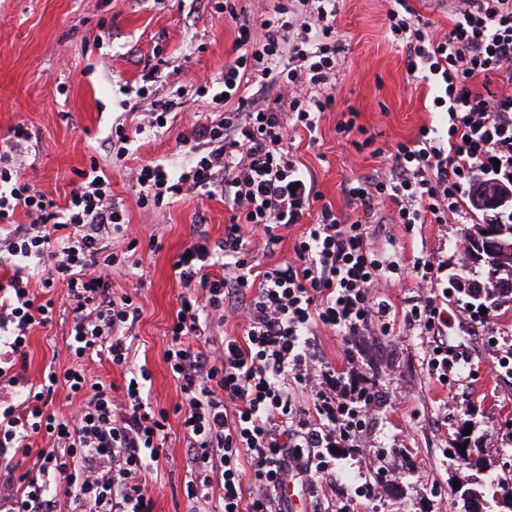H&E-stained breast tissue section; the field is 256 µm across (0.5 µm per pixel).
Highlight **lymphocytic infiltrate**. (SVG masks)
Wrapping results in <instances>:
<instances>
[{"label": "lymphocytic infiltrate", "mask_w": 512, "mask_h": 512, "mask_svg": "<svg viewBox=\"0 0 512 512\" xmlns=\"http://www.w3.org/2000/svg\"><path fill=\"white\" fill-rule=\"evenodd\" d=\"M394 2L388 35L405 47L409 73L434 85L448 124L421 127L386 167L348 182L345 218L318 205L291 151L295 134L315 132L334 104L338 0H278L245 20L236 0H215L240 26L238 54L212 95L237 106L195 116L180 167L150 162L134 173L140 207L200 191L231 212L223 238L198 235L172 265L182 289L164 348L180 392L172 409L150 404L147 368L120 392L83 368L92 357L128 367L140 318L113 288L141 261L112 248L129 217L109 177L91 163L60 204L23 176L27 124L0 141V265L13 269L0 283V512H152L148 483L173 413L189 450L188 512H288L289 482L335 479L336 449L359 447L391 399L347 381L324 358L318 330L347 340L386 333L392 305L381 290L396 275L416 289L404 317L425 343L429 382L467 368V353L448 342L468 310L448 309L447 259L378 255L372 222L382 212L409 231L466 224L474 178L512 183V0H457L442 35L409 0ZM300 223L293 259L259 266L258 252H274L281 230ZM58 289L69 300L73 364L49 366L35 385L15 367L33 328L52 322ZM232 318L236 336L222 332ZM62 386L78 405L59 420L48 406ZM42 434L50 446L32 453ZM21 456L35 457L32 469L19 471Z\"/></svg>", "instance_id": "1"}]
</instances>
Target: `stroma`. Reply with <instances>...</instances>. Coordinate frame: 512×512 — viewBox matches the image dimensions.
<instances>
[{"label":"stroma","instance_id":"35a3bbf8","mask_svg":"<svg viewBox=\"0 0 512 512\" xmlns=\"http://www.w3.org/2000/svg\"><path fill=\"white\" fill-rule=\"evenodd\" d=\"M391 0H340L336 31L344 50L336 67L335 104L320 120L316 138L300 134L292 150L325 204L347 212L344 183L385 166L386 153L413 137L422 125H442L443 114L429 105L428 86L407 70L405 54L387 35ZM237 22L213 11L207 0H0V139L17 123L33 132L25 178L63 202L76 171L91 161L112 178L114 197L123 200L130 222L119 247L134 246L142 266L134 280L115 279L118 290L133 292L141 308L131 351L134 366L151 373L149 398L172 409L178 388L163 360L166 331L181 289L171 265L195 232L204 226L211 239L224 234L221 202L191 192L164 208H139L130 179L140 164L166 160L182 163L179 138L189 136L187 116L222 111V104L188 92L171 112L161 132L143 136L139 148L116 158L102 148L115 125L134 129L153 100L190 79L220 76L236 55ZM162 49L163 67L151 95L136 88ZM356 111L357 123L373 143L356 149L350 137L337 134L344 112ZM457 224L397 227L394 241L378 237V254L411 257L441 250L448 274L456 276L460 260ZM409 283H395L385 295L396 315L388 335L363 336L351 346L370 382H394L409 394L388 405L362 447L336 463L333 483L288 487V512H306L313 501L348 506L349 512H463L456 483L482 492L489 512L500 498L498 482L512 479V379L491 368L483 332L456 327L452 344L464 345L471 365L448 388L428 383L422 363L425 346L405 322L400 309ZM51 325L36 327L26 349L25 374L40 383L50 364L72 365L66 350L71 318L64 292L54 296ZM165 450L157 482L149 486L153 512H186L180 419L168 420ZM470 431L478 446L473 464L455 451L460 432ZM381 476L377 497L354 496L360 475Z\"/></svg>","mask_w":512,"mask_h":512}]
</instances>
